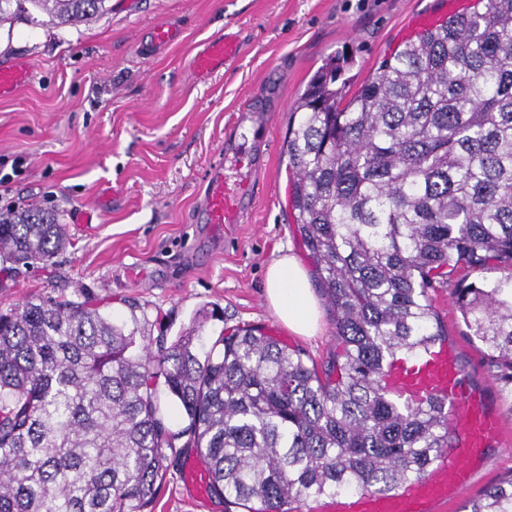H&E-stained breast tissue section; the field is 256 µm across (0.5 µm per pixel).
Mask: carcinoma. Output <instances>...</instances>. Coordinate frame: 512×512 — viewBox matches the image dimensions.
<instances>
[{
    "mask_svg": "<svg viewBox=\"0 0 512 512\" xmlns=\"http://www.w3.org/2000/svg\"><path fill=\"white\" fill-rule=\"evenodd\" d=\"M107 0H0L64 27ZM385 60L350 98L332 56L292 112L284 154L296 231L333 309L322 368L256 328L206 347L195 319L174 340L93 295L34 298L0 311V512H152L180 435L209 490L266 512L322 494L391 493L426 475L453 440L444 403L392 399L396 354L446 336L430 292L460 269L512 268V0H478ZM67 244L55 215L0 213V262H48ZM468 335L512 381V275L451 292ZM468 512H512V475ZM158 393L160 410L166 425L173 433H181L187 427L188 422L180 408L169 398L162 386L159 387Z\"/></svg>",
    "mask_w": 512,
    "mask_h": 512,
    "instance_id": "1",
    "label": "carcinoma"
}]
</instances>
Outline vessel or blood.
Segmentation results:
<instances>
[{"instance_id":"1","label":"vessel or blood","mask_w":512,"mask_h":512,"mask_svg":"<svg viewBox=\"0 0 512 512\" xmlns=\"http://www.w3.org/2000/svg\"><path fill=\"white\" fill-rule=\"evenodd\" d=\"M240 48L235 36L225 34L197 53L192 66L198 72L210 71L217 62L234 59ZM29 76L26 66H0V97L13 95ZM242 151L238 145L231 151L220 152L206 170V189L200 208L206 223L213 227L242 223L250 207V173L258 168L256 157L248 159L249 173L233 179L227 175L231 156ZM383 386L388 394L403 402L418 404L431 398L444 402L456 436L455 448L448 450L445 459L431 467L425 477L402 483L395 493L322 496L317 499L314 512H430L433 504L447 500L469 470L468 464L457 460V449L477 455L498 429L497 423L486 417L468 394L457 351L448 342H436L417 355L393 356L384 370Z\"/></svg>"}]
</instances>
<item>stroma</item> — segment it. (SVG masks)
<instances>
[{
  "label": "stroma",
  "mask_w": 512,
  "mask_h": 512,
  "mask_svg": "<svg viewBox=\"0 0 512 512\" xmlns=\"http://www.w3.org/2000/svg\"><path fill=\"white\" fill-rule=\"evenodd\" d=\"M90 21L34 27L0 24V64L21 61L30 82L0 100V213L40 207L69 240L50 262L0 272V310L39 297L93 294L121 318L137 303L154 336L175 338L197 311L210 314L207 340L261 328L323 364L335 325L320 302L317 335L297 336L270 308L268 263L289 250L310 266L288 204L283 143L290 108L331 55L353 62L341 75L356 92L408 38L419 12L447 15L445 0H109ZM173 22L177 43L155 48L149 29ZM239 36L240 55L198 76L193 57L213 38ZM262 126L237 122L241 108ZM259 139L262 173L243 223L220 232L197 223L205 169L227 134ZM89 211L91 223L78 215ZM139 280H131L130 272ZM451 284L433 292L466 386L499 422L468 483L433 512H464L484 489L512 474V384L504 385L451 303ZM185 449L168 470L153 512H247L206 495L195 504L183 482Z\"/></svg>",
  "instance_id": "35a3bbf8"
}]
</instances>
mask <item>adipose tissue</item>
Returning a JSON list of instances; mask_svg holds the SVG:
<instances>
[{"label": "adipose tissue", "mask_w": 512, "mask_h": 512, "mask_svg": "<svg viewBox=\"0 0 512 512\" xmlns=\"http://www.w3.org/2000/svg\"><path fill=\"white\" fill-rule=\"evenodd\" d=\"M265 296L277 319L299 336L315 335L319 310L307 273L293 254H282L267 267Z\"/></svg>", "instance_id": "ef3b65f1"}]
</instances>
